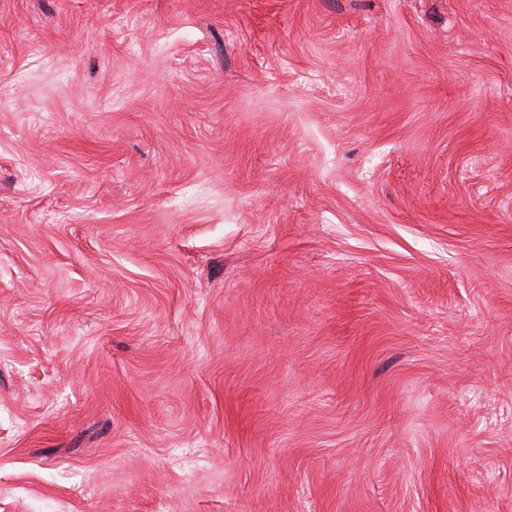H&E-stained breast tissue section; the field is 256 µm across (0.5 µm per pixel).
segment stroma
<instances>
[{"label":"stroma","instance_id":"stroma-1","mask_svg":"<svg viewBox=\"0 0 512 512\" xmlns=\"http://www.w3.org/2000/svg\"><path fill=\"white\" fill-rule=\"evenodd\" d=\"M0 512H512V0H0Z\"/></svg>","mask_w":512,"mask_h":512}]
</instances>
